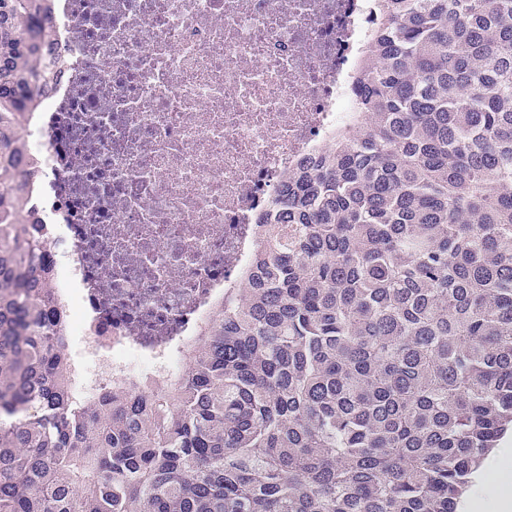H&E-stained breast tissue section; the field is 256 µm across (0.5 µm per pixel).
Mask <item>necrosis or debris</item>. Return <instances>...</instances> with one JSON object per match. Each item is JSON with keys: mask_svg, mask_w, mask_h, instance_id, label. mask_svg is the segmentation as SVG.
<instances>
[{"mask_svg": "<svg viewBox=\"0 0 512 512\" xmlns=\"http://www.w3.org/2000/svg\"><path fill=\"white\" fill-rule=\"evenodd\" d=\"M26 199L85 398L184 371L289 171L352 110L369 0H52Z\"/></svg>", "mask_w": 512, "mask_h": 512, "instance_id": "obj_1", "label": "necrosis or debris"}]
</instances>
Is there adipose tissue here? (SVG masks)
Segmentation results:
<instances>
[{
  "instance_id": "adipose-tissue-1",
  "label": "adipose tissue",
  "mask_w": 512,
  "mask_h": 512,
  "mask_svg": "<svg viewBox=\"0 0 512 512\" xmlns=\"http://www.w3.org/2000/svg\"><path fill=\"white\" fill-rule=\"evenodd\" d=\"M475 485L462 498L460 512H512V447L502 446L483 462Z\"/></svg>"
}]
</instances>
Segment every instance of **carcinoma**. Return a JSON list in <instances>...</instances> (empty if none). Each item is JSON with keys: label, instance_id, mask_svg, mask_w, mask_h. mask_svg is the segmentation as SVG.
Instances as JSON below:
<instances>
[{"label": "carcinoma", "instance_id": "1", "mask_svg": "<svg viewBox=\"0 0 512 512\" xmlns=\"http://www.w3.org/2000/svg\"><path fill=\"white\" fill-rule=\"evenodd\" d=\"M372 2L357 130L182 375L87 404L24 210L49 0H0V512H456L512 428V0Z\"/></svg>", "mask_w": 512, "mask_h": 512}]
</instances>
